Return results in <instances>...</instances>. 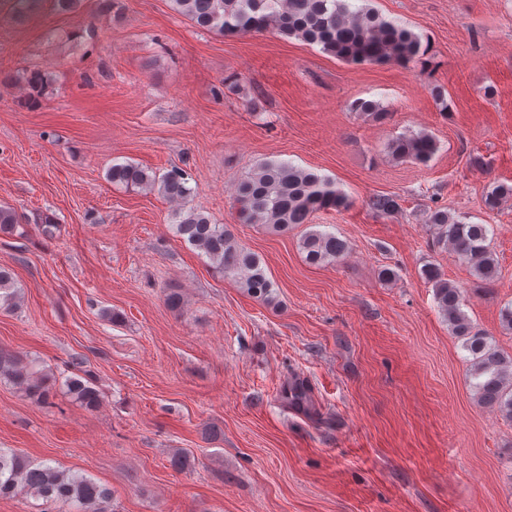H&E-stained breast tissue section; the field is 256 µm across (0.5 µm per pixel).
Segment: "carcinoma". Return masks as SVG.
Returning <instances> with one entry per match:
<instances>
[{"mask_svg": "<svg viewBox=\"0 0 512 512\" xmlns=\"http://www.w3.org/2000/svg\"><path fill=\"white\" fill-rule=\"evenodd\" d=\"M174 10L201 29L225 35L262 33L271 30L284 38H296L314 44L347 64H396L414 67L426 61L428 46L422 36L404 25L387 21L377 11L354 7L355 0H172ZM352 110L378 120L388 113L376 103L359 100ZM438 150L436 139L420 132L400 136L388 145L395 161L412 160L428 164ZM108 180L115 185L142 191H156L179 204L173 212L175 234L198 248L210 266L240 283L247 293L264 301H273V283L267 277L260 258L241 245L223 224L212 223L209 216L189 201L194 195L191 175L180 167L160 174L135 163L112 165ZM512 200V184L494 183L483 195V205L493 211ZM237 218L242 224H264L275 231L298 224H310L315 214L341 211L350 207L348 195L334 180L287 161H261L241 177L234 187ZM374 211L389 215L400 209L392 196L377 195L369 200ZM22 223L11 207L0 205V232L12 234ZM435 242L460 262L469 265L480 280L498 275V261L488 244L484 224H465L442 207H435L425 220ZM305 260L312 265L335 264L348 253V243L332 233L305 232L300 240ZM424 278L432 283L437 308L448 321L452 335L463 340L471 355L478 400L512 419V356H506L477 331L462 310L460 291L444 279L440 269L429 264ZM20 288L10 270L0 267V308L18 306ZM20 387L26 397L47 403L53 378L21 358L0 352V381ZM63 387L66 395L81 407L94 410L101 392L84 375L73 373ZM23 493L41 499L55 512H110L109 489L78 473L33 461L14 448H0V497Z\"/></svg>", "mask_w": 512, "mask_h": 512, "instance_id": "obj_1", "label": "carcinoma"}]
</instances>
